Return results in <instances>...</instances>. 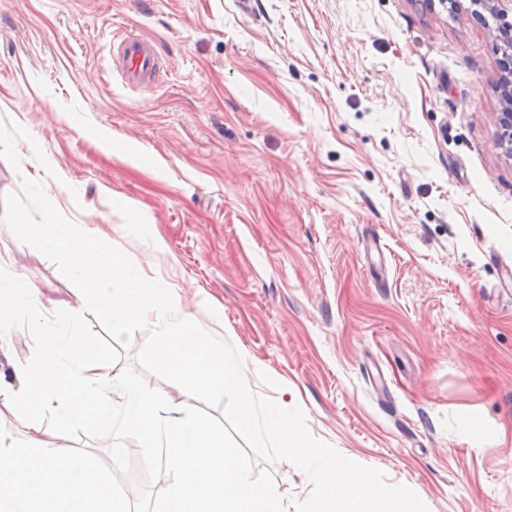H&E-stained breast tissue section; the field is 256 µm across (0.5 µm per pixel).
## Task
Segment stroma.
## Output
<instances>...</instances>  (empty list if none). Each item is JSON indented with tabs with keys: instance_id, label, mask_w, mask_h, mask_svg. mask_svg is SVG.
<instances>
[{
	"instance_id": "stroma-1",
	"label": "stroma",
	"mask_w": 512,
	"mask_h": 512,
	"mask_svg": "<svg viewBox=\"0 0 512 512\" xmlns=\"http://www.w3.org/2000/svg\"><path fill=\"white\" fill-rule=\"evenodd\" d=\"M468 7L0 0V122L31 135L0 200L40 146L55 207L177 285L254 392L429 512H512V150ZM128 26L166 62L145 92L116 67ZM0 254L84 309L1 225Z\"/></svg>"
}]
</instances>
